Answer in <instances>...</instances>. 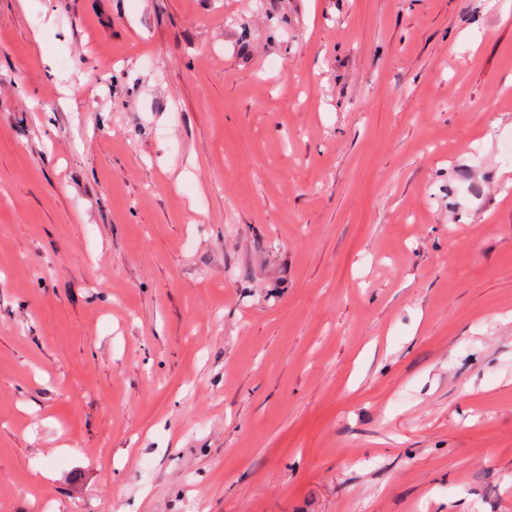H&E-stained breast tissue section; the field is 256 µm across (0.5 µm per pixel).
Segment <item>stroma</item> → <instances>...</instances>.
<instances>
[{"mask_svg": "<svg viewBox=\"0 0 512 512\" xmlns=\"http://www.w3.org/2000/svg\"><path fill=\"white\" fill-rule=\"evenodd\" d=\"M512 0H0V512H512Z\"/></svg>", "mask_w": 512, "mask_h": 512, "instance_id": "35a3bbf8", "label": "stroma"}]
</instances>
